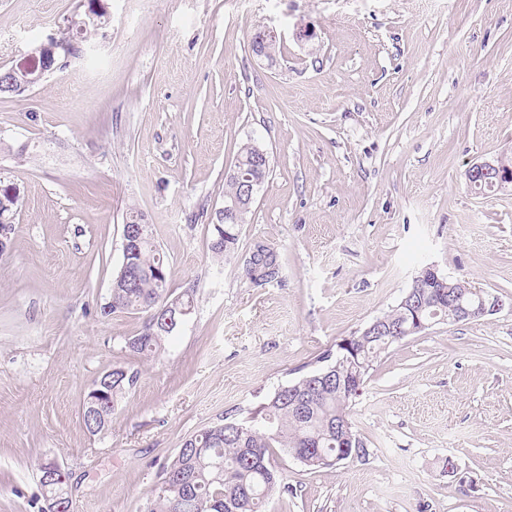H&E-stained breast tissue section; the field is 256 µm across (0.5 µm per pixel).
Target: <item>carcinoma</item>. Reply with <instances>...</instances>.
I'll return each instance as SVG.
<instances>
[{
    "label": "carcinoma",
    "mask_w": 512,
    "mask_h": 512,
    "mask_svg": "<svg viewBox=\"0 0 512 512\" xmlns=\"http://www.w3.org/2000/svg\"><path fill=\"white\" fill-rule=\"evenodd\" d=\"M256 143L240 148L234 168L246 174L252 170ZM17 198L8 191L0 193V238L10 244L14 233L13 216ZM123 227L133 237L122 251V263L113 279L109 302L101 314L115 312L145 314L142 329L126 340L135 354L151 355L162 349L166 337L177 331L155 324L158 312L174 308L188 317L194 308L195 290L174 294L169 288L170 267L154 243L144 215L131 208ZM237 224L213 225L210 249L217 256L233 257L239 249ZM265 260L274 267L262 283L252 279L253 287L279 283L283 265L279 253L265 246ZM454 290L439 288L418 272L410 289L415 300H424L420 314L409 307L395 305L382 316L389 325L401 328V335L386 336L359 332L351 336L352 347L345 351L325 350L318 361L325 363L298 379L280 386L248 421L224 419L186 439L159 476L147 512H264L268 499L276 491L291 493L282 473L272 463V449L280 448L288 456H297L311 469L330 468L353 457L368 454L367 448L350 419V407L361 395L351 385L363 388L374 364L396 344L422 333L414 327V318L424 323L450 322L455 317V295L473 307L480 297L467 283L452 280ZM112 403L98 405L86 430L96 434L111 421L119 399L137 383V373L121 366L109 372Z\"/></svg>",
    "instance_id": "cac0c4a2"
}]
</instances>
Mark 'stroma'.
<instances>
[{"instance_id":"1","label":"stroma","mask_w":512,"mask_h":512,"mask_svg":"<svg viewBox=\"0 0 512 512\" xmlns=\"http://www.w3.org/2000/svg\"><path fill=\"white\" fill-rule=\"evenodd\" d=\"M93 5L110 22L79 56L0 96V191L18 197L0 257V512H41L46 458L71 512H145L185 439L248 420L431 264L505 309L394 346L351 407L367 457L311 470L274 453L292 491L265 510L512 512V190L466 179L512 156V0H0V69ZM264 28L271 62L250 51ZM250 140L270 173L239 246L283 262L263 288L210 249ZM132 206L171 288L196 291L150 357L125 346L143 314L100 312ZM115 365L138 381L90 434L83 400ZM265 251H266L265 260L270 265H272L274 267V270L271 273L270 278L267 279L265 282L258 283V282H255L254 280H252L249 276L247 265L245 264V262H243V267H244L243 269H244L246 279H247L248 283L253 287H257V288L265 287L266 285H269L271 283L281 282L282 274H283V265H282V261H281L279 253L276 251V249H274L273 247H271L269 245H265Z\"/></svg>"}]
</instances>
